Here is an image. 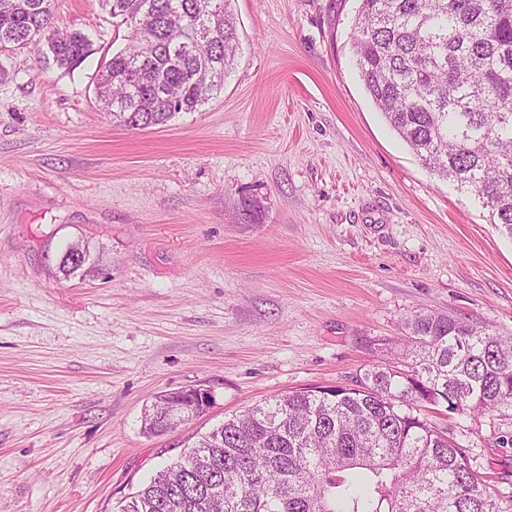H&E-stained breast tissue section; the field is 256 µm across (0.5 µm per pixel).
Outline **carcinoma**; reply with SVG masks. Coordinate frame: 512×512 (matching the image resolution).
Segmentation results:
<instances>
[{
	"label": "carcinoma",
	"mask_w": 512,
	"mask_h": 512,
	"mask_svg": "<svg viewBox=\"0 0 512 512\" xmlns=\"http://www.w3.org/2000/svg\"><path fill=\"white\" fill-rule=\"evenodd\" d=\"M131 29L96 83L131 129L194 112L224 88L239 50L231 0H103ZM59 67L89 46L60 35L49 0H0V44ZM351 48L363 86L433 174L475 192L512 235V0H360ZM407 369L372 364L356 384L255 404L203 434L120 512H495L465 453L417 413L512 402V336L435 312L407 319ZM165 392L141 429L162 435L208 403Z\"/></svg>",
	"instance_id": "obj_1"
}]
</instances>
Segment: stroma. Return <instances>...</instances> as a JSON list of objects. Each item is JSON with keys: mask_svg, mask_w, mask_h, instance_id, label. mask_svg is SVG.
Instances as JSON below:
<instances>
[{"mask_svg": "<svg viewBox=\"0 0 512 512\" xmlns=\"http://www.w3.org/2000/svg\"><path fill=\"white\" fill-rule=\"evenodd\" d=\"M358 6L231 0L223 91L143 130L96 97L128 34L102 0H51L90 38L72 68L0 45V512H118L224 418L401 364L415 312L512 336V235L386 124ZM73 241L94 272L59 271ZM188 388L206 415L143 434L154 395ZM428 418L512 512V409Z\"/></svg>", "mask_w": 512, "mask_h": 512, "instance_id": "1", "label": "stroma"}]
</instances>
